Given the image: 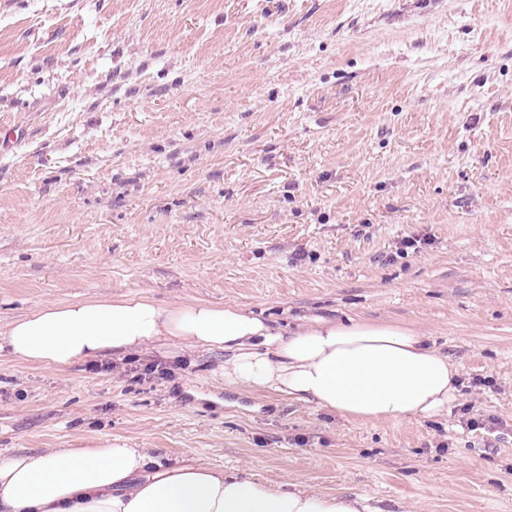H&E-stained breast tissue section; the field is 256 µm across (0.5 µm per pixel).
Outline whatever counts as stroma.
Here are the masks:
<instances>
[{
    "label": "stroma",
    "instance_id": "35a3bbf8",
    "mask_svg": "<svg viewBox=\"0 0 512 512\" xmlns=\"http://www.w3.org/2000/svg\"><path fill=\"white\" fill-rule=\"evenodd\" d=\"M128 292L403 325L458 398L361 423L188 341L99 372L0 352V453L120 439L372 512H512V0H0V329Z\"/></svg>",
    "mask_w": 512,
    "mask_h": 512
}]
</instances>
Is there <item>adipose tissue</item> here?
Instances as JSON below:
<instances>
[{
	"label": "adipose tissue",
	"mask_w": 512,
	"mask_h": 512,
	"mask_svg": "<svg viewBox=\"0 0 512 512\" xmlns=\"http://www.w3.org/2000/svg\"><path fill=\"white\" fill-rule=\"evenodd\" d=\"M158 340L230 353L224 378L376 423L431 419L458 394L456 370L415 331L368 321L283 333L235 305L163 306L141 295L37 306L0 331V352L66 368ZM139 449L105 441L48 455L0 454V512H367L361 495L313 494L238 470L147 471Z\"/></svg>",
	"instance_id": "adipose-tissue-1"
}]
</instances>
